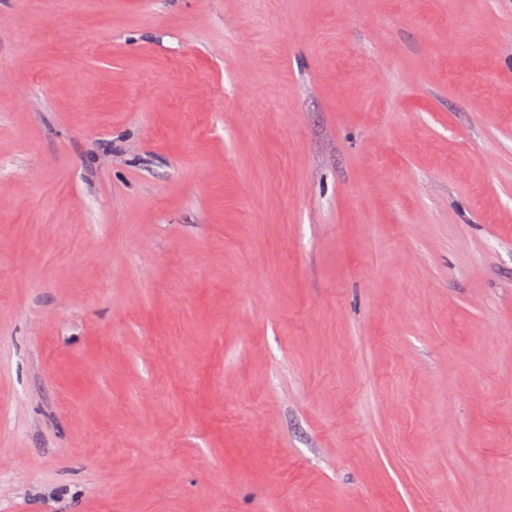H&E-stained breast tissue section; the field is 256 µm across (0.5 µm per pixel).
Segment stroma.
Listing matches in <instances>:
<instances>
[{"label": "stroma", "instance_id": "stroma-1", "mask_svg": "<svg viewBox=\"0 0 512 512\" xmlns=\"http://www.w3.org/2000/svg\"><path fill=\"white\" fill-rule=\"evenodd\" d=\"M0 512H512V0H0Z\"/></svg>", "mask_w": 512, "mask_h": 512}]
</instances>
